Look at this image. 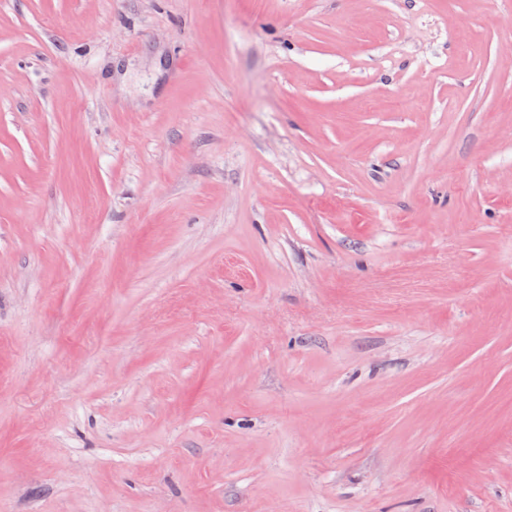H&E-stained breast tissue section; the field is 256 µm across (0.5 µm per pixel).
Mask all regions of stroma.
<instances>
[{"label":"stroma","mask_w":512,"mask_h":512,"mask_svg":"<svg viewBox=\"0 0 512 512\" xmlns=\"http://www.w3.org/2000/svg\"><path fill=\"white\" fill-rule=\"evenodd\" d=\"M0 512H512V0H0Z\"/></svg>","instance_id":"35a3bbf8"}]
</instances>
